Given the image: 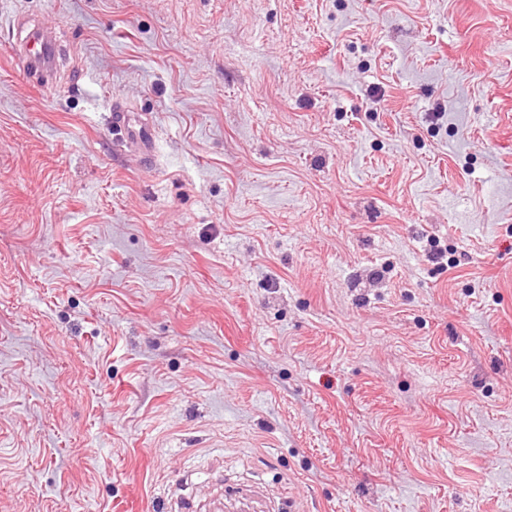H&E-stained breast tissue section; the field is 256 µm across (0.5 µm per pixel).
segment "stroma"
<instances>
[{
	"mask_svg": "<svg viewBox=\"0 0 512 512\" xmlns=\"http://www.w3.org/2000/svg\"><path fill=\"white\" fill-rule=\"evenodd\" d=\"M0 512H512V0H0ZM26 39L31 46L23 56L12 53L13 64L29 82L39 84L41 72L52 63L54 46L44 30L29 33ZM112 128L118 131L122 145L146 152L151 151L155 136L154 128L137 119L131 112L114 109Z\"/></svg>",
	"mask_w": 512,
	"mask_h": 512,
	"instance_id": "35a3bbf8",
	"label": "stroma"
}]
</instances>
